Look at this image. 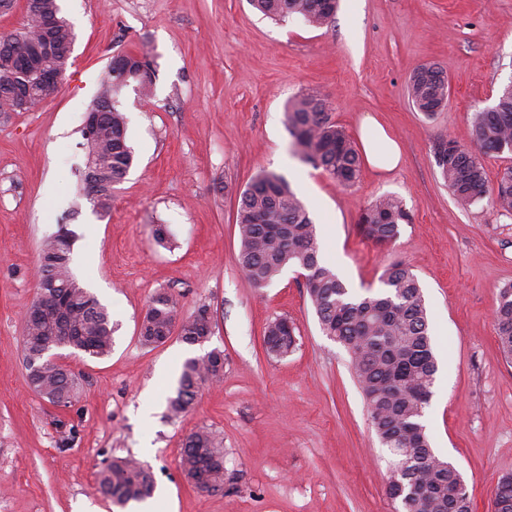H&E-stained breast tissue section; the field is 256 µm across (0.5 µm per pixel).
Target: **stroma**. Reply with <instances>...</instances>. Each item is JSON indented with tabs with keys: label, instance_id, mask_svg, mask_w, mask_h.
I'll return each instance as SVG.
<instances>
[{
	"label": "stroma",
	"instance_id": "35a3bbf8",
	"mask_svg": "<svg viewBox=\"0 0 512 512\" xmlns=\"http://www.w3.org/2000/svg\"><path fill=\"white\" fill-rule=\"evenodd\" d=\"M60 5L76 34L62 83L39 107L0 114V512H117L97 491L115 456L147 466L171 512H396L390 455L350 356L322 333L297 268L258 289L238 266L237 199L262 170L284 176L305 203L322 259L354 293L380 289L394 264L417 276L439 363L426 410L432 446L462 473L475 512H491L494 487L512 473V363L493 328L498 291L512 283V214L484 198L458 203L434 147L448 137L472 146V112L512 83V0H339L323 28L267 18L249 0ZM120 53L148 56L153 93L132 83L116 96L135 161L99 214L77 192L82 130ZM426 63L448 77V99L430 118L406 93ZM308 90L349 138L363 116L376 118L400 144V166H363L344 187L302 162L284 112ZM381 195L411 216L384 246L356 228ZM161 224L172 247L154 239ZM61 229L74 239L79 283L118 325L108 357L63 350L80 382L66 407L30 389L22 356L39 252ZM161 292L183 315L209 308L207 342L140 345V320ZM282 316L298 347L278 358L264 331ZM214 349L223 377L169 419L183 362ZM203 427L224 442L217 493L195 488L179 466L184 439Z\"/></svg>",
	"mask_w": 512,
	"mask_h": 512
}]
</instances>
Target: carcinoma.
I'll list each match as a JSON object with an SVG mask.
<instances>
[{
    "label": "carcinoma",
    "mask_w": 512,
    "mask_h": 512,
    "mask_svg": "<svg viewBox=\"0 0 512 512\" xmlns=\"http://www.w3.org/2000/svg\"><path fill=\"white\" fill-rule=\"evenodd\" d=\"M264 16L283 20L299 14L317 28L329 25L336 0H250ZM75 33L61 16L59 0H30L22 27L0 35V113L15 112L20 102L26 110L42 104L44 88L34 79L24 81L27 69L5 65L9 45L22 44L35 50V62L44 72L65 73ZM108 65L103 89L95 105L100 108L97 125L84 136L88 163L82 175V191L93 208L104 213L111 208L112 191L123 182L134 162L127 145L123 113L114 92L135 82L143 91L153 84L150 63L143 57L117 55ZM412 104L429 116L448 97V77L433 64L414 70L407 83ZM289 134L300 159L327 173L342 185L354 184L360 176L359 153L332 120L325 99L317 93L292 98L285 112ZM480 152L443 139L434 156L440 174L452 195L469 204L490 195L493 207L512 212V166L504 168L494 187H488L484 157L512 152V84L506 86L490 109L472 113ZM409 215L403 204L381 195L364 208L358 231L379 245L397 238ZM238 265L256 288L273 282L295 265L305 271L304 288L323 334L341 343L349 352L352 371L368 407L372 427L391 455L393 476L387 493L397 499L400 512H472V497L462 489L455 465L440 459L431 445L423 418L433 396L438 363L430 335L428 311L418 280L409 268L394 264L381 277L379 291L355 294L325 264L320 256L316 228L304 202L281 175L263 170L240 192L237 201ZM72 239L67 232L50 237L39 253L40 283L37 297L25 317L24 361L38 347L56 341L101 359L112 352L115 326L107 308L82 287L72 269ZM206 308L196 314H181L173 295H156L139 326V342L158 347L177 334L196 345L211 330L204 321ZM499 348L512 361V285L500 289L493 311ZM267 352L283 358L298 346L296 327L286 317L271 321L265 332ZM30 388L56 406H68L77 393L73 374L57 364L26 367ZM224 373V354L210 351L187 359L182 367L167 411L179 418L191 410L201 384L218 380ZM180 466L194 482L224 486L223 441L207 429L190 433L180 453ZM99 493L124 509L152 494L149 470L128 457H116L103 468L97 481ZM498 512H512V475L503 476L493 491Z\"/></svg>",
    "instance_id": "1"
}]
</instances>
